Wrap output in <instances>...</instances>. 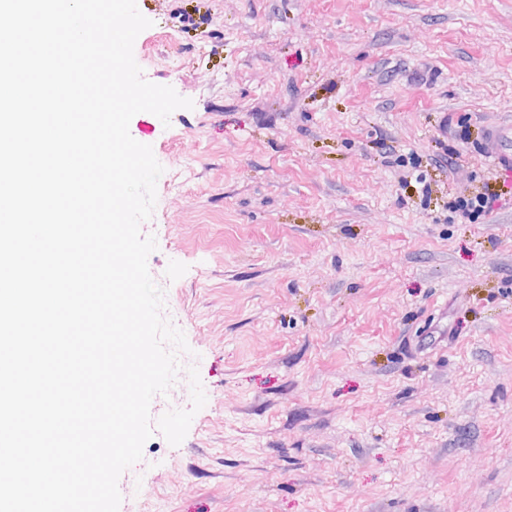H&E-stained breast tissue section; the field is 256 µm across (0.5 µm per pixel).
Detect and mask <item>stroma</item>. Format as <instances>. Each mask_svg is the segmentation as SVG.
Returning <instances> with one entry per match:
<instances>
[{
	"instance_id": "obj_1",
	"label": "stroma",
	"mask_w": 512,
	"mask_h": 512,
	"mask_svg": "<svg viewBox=\"0 0 512 512\" xmlns=\"http://www.w3.org/2000/svg\"><path fill=\"white\" fill-rule=\"evenodd\" d=\"M137 7L144 78L193 102L129 126L190 347L151 416L190 407L191 366L207 401L119 512H512V173L482 155L512 120V0ZM487 187L493 211L448 210Z\"/></svg>"
}]
</instances>
